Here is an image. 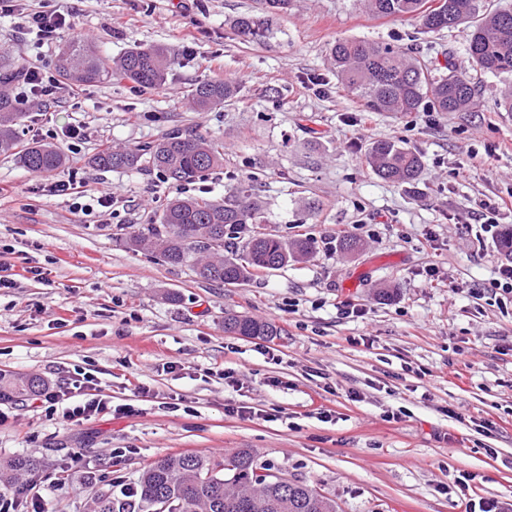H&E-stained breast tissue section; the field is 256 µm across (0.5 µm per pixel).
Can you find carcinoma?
<instances>
[{
  "mask_svg": "<svg viewBox=\"0 0 512 512\" xmlns=\"http://www.w3.org/2000/svg\"><path fill=\"white\" fill-rule=\"evenodd\" d=\"M363 8L379 17L408 18L419 22L426 33L464 27L467 51L474 70L512 76V9L495 0H360ZM235 30L245 41L259 40L266 31L259 17L238 18ZM338 82L357 93L371 112L411 114L474 112L480 106L470 74L449 56L444 62L426 63L403 48L364 40H337L331 49ZM176 64L162 46L135 45L117 59H110L90 37L65 44L58 56L59 76L73 84L97 83L114 74L146 88L165 84ZM238 87L220 78L195 86L194 108L207 110L231 100ZM21 117L16 102L0 90V154L13 155L27 170L51 174L65 164L54 146L32 143L17 146L15 126ZM373 172L381 179L413 184L420 176L419 152L393 141L373 144L368 151ZM91 164L99 168L156 170L175 183L195 180L199 174L224 164V143L193 132H173L160 140L133 148L98 152ZM262 223L247 190L240 189L224 201L184 197L172 200L149 224L127 239L132 250L161 254L171 265H189L201 279L241 285L260 270H277L312 253V243H288L273 234L248 236L242 249L231 251L228 240ZM224 330L240 336H276L278 328L263 320L236 316L224 322ZM44 385L39 376L18 377L0 372V401L33 400ZM39 460L29 455L0 459V492L9 489L21 475L41 470ZM259 465L248 448L229 457L185 452L159 457L147 464L139 477L137 504L140 512H154L157 499L169 501L167 512H338L336 501L297 481L288 486L261 479ZM126 500L110 495L95 498L91 512H128Z\"/></svg>",
  "mask_w": 512,
  "mask_h": 512,
  "instance_id": "1",
  "label": "carcinoma"
}]
</instances>
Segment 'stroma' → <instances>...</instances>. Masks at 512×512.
I'll return each mask as SVG.
<instances>
[{
	"label": "stroma",
	"instance_id": "obj_1",
	"mask_svg": "<svg viewBox=\"0 0 512 512\" xmlns=\"http://www.w3.org/2000/svg\"><path fill=\"white\" fill-rule=\"evenodd\" d=\"M24 7L63 10L70 24L42 46L20 15H0V47L21 68L55 74L61 46L85 36L112 58L136 44L177 55L163 87L115 76L21 107L20 145L57 147L67 158L58 177L77 171L88 195L112 193L111 207L79 209L0 155V276L16 278L0 290V371L53 382L87 371L100 394L133 407L63 424L39 404L0 402V457L40 458L32 483L44 512H87L98 495L136 488L142 468L165 454L242 448L340 512H474L490 501L512 512V307L471 295L503 258L478 210L480 200L512 197V112L495 106L512 81L475 73L477 112L376 113L338 83L331 58L337 39H366L431 61L449 55L466 69L465 30L426 33L411 19L369 15L359 0H294L270 15L257 43L242 41L234 23L260 13L259 0ZM213 77L236 83L237 96L193 109L187 93ZM72 126L83 138L63 137ZM176 130L223 141V167L177 185L152 170L89 163L103 147ZM379 140L422 154L417 185L373 173L367 150ZM243 183L262 206L264 231L312 239L310 257L224 286L127 247L128 234L155 223L174 197L221 200ZM345 237L361 249L324 245ZM344 302L364 316L344 317ZM229 314L281 333H225ZM134 384L145 394L134 395ZM230 404L273 419L241 420ZM78 463L95 481L56 484Z\"/></svg>",
	"mask_w": 512,
	"mask_h": 512
}]
</instances>
